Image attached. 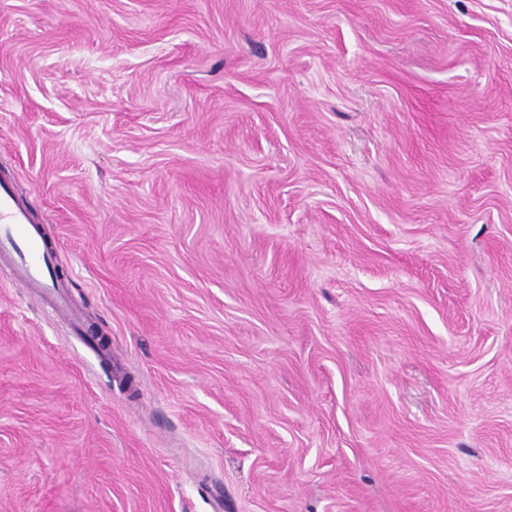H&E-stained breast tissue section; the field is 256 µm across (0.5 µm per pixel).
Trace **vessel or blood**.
<instances>
[{"label": "vessel or blood", "instance_id": "1", "mask_svg": "<svg viewBox=\"0 0 512 512\" xmlns=\"http://www.w3.org/2000/svg\"><path fill=\"white\" fill-rule=\"evenodd\" d=\"M0 266L15 283L50 297V306L59 318L77 322L64 285L55 275L51 256L35 224L15 198L0 187Z\"/></svg>", "mask_w": 512, "mask_h": 512}]
</instances>
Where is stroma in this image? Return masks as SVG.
Here are the masks:
<instances>
[{"label":"stroma","mask_w":512,"mask_h":512,"mask_svg":"<svg viewBox=\"0 0 512 512\" xmlns=\"http://www.w3.org/2000/svg\"><path fill=\"white\" fill-rule=\"evenodd\" d=\"M0 181V512H512V0H0ZM0 264L11 280L31 291L50 297V306L58 318L77 323L65 286L55 275L51 255L38 227L15 198L0 184Z\"/></svg>","instance_id":"obj_1"}]
</instances>
